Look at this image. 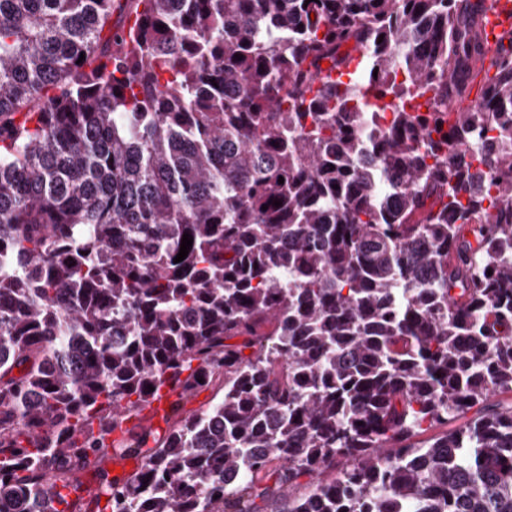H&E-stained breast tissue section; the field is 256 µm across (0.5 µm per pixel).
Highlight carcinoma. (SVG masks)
<instances>
[{
    "label": "carcinoma",
    "instance_id": "obj_1",
    "mask_svg": "<svg viewBox=\"0 0 512 512\" xmlns=\"http://www.w3.org/2000/svg\"><path fill=\"white\" fill-rule=\"evenodd\" d=\"M484 2L0 0V512H512V145L474 141L512 135V32Z\"/></svg>",
    "mask_w": 512,
    "mask_h": 512
}]
</instances>
